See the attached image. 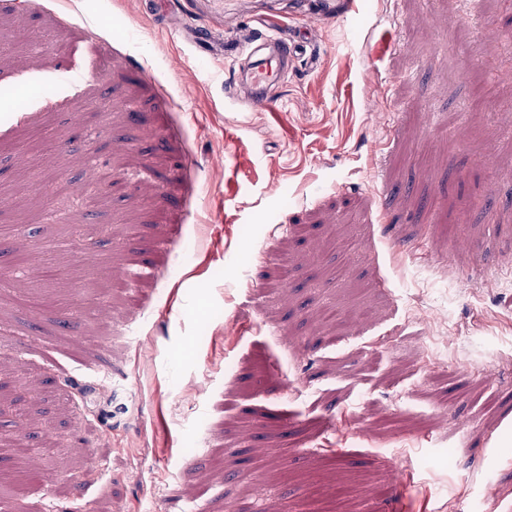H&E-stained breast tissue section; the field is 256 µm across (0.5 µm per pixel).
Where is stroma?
Here are the masks:
<instances>
[{"label":"stroma","mask_w":512,"mask_h":512,"mask_svg":"<svg viewBox=\"0 0 512 512\" xmlns=\"http://www.w3.org/2000/svg\"><path fill=\"white\" fill-rule=\"evenodd\" d=\"M511 14L0 0V512H502L512 298L472 286L512 272ZM260 21L323 55L252 109L239 67L174 30ZM109 165L117 192L86 207ZM32 241L56 278L19 267ZM47 433L69 450L51 493L19 451ZM393 463L407 484L375 496Z\"/></svg>","instance_id":"stroma-1"}]
</instances>
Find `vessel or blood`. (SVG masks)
Instances as JSON below:
<instances>
[{
	"label": "vessel or blood",
	"mask_w": 512,
	"mask_h": 512,
	"mask_svg": "<svg viewBox=\"0 0 512 512\" xmlns=\"http://www.w3.org/2000/svg\"><path fill=\"white\" fill-rule=\"evenodd\" d=\"M257 29L265 36L263 43H241L236 48V54L249 62L247 81L251 95L247 103L250 107L263 109L272 106L269 86L274 78L285 71L289 57L297 51V43L294 34L283 28L261 23Z\"/></svg>",
	"instance_id": "vessel-or-blood-1"
}]
</instances>
